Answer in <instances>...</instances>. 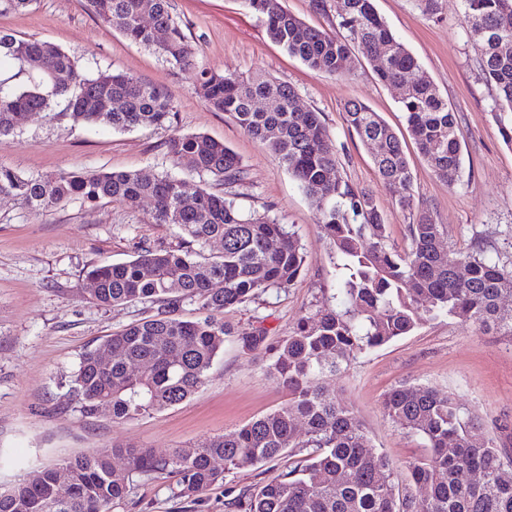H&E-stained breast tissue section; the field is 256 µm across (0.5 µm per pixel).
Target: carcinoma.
I'll return each mask as SVG.
<instances>
[{"label": "carcinoma", "mask_w": 512, "mask_h": 512, "mask_svg": "<svg viewBox=\"0 0 512 512\" xmlns=\"http://www.w3.org/2000/svg\"><path fill=\"white\" fill-rule=\"evenodd\" d=\"M271 0H246L264 19L268 37L311 70L341 77L353 51L373 63L383 84H401L408 131L435 175L448 185L461 172L455 112L436 86L420 75L414 54L379 16L375 0H310L313 11L335 9L339 33L307 25L292 13L271 10ZM88 10L128 40L153 50L172 68L195 66L194 49L172 15L169 0H86ZM463 23L480 58L482 78L495 91L499 134L512 147V0H462ZM148 14L152 25L143 24ZM167 31L157 42L155 30ZM387 48L386 55L379 47ZM8 58L27 83L0 78V137L14 133L27 114L56 110L79 123L125 131L172 125L175 106L161 88L126 73H85L62 48L35 37L0 30V59ZM198 93L215 111L231 117L248 135L267 143L314 206L326 238L336 246L344 275L336 305L299 318L276 343L256 328L236 337L244 353L273 355L268 372L288 392V402L233 432L159 456L148 448L113 446L66 458L35 478L0 488V512H111L130 490L113 460L133 474H173V497L190 503L224 474L274 462L294 449L307 455L251 494L248 512H512V456L480 418L451 393L404 385L384 394L385 415L419 438L421 452L409 466L412 483L427 490L419 503L395 481L394 469L369 443L353 409L324 384L357 354L412 333L421 323L453 316L512 338V268L483 247L445 245L443 226L424 211L407 225L409 248L388 244L387 224L373 196L344 180L335 146L318 112L302 109L295 89L262 71L247 75L200 72ZM349 131L364 144L378 143L373 162L396 203L413 209L412 171L402 141L368 105H344ZM165 154L177 168L228 188L245 183L238 154L204 134L171 131ZM0 196L30 209L63 207L73 200L96 205L147 199L149 222L173 224L184 237L176 248L143 246L131 260L102 261L86 278L89 299L100 308L151 304L156 312L85 350L70 380L69 404L88 417L106 408L112 421L174 407L205 384L229 330L217 314L298 280L306 253L287 225L267 213L243 214L236 194L205 189L186 195L165 172H72L22 175L0 166ZM224 250H209L212 242ZM463 266V278L456 268ZM195 306L196 316L179 312ZM112 363L102 367L97 352ZM67 482L58 481L59 470ZM480 474L477 484L465 471Z\"/></svg>", "instance_id": "1"}]
</instances>
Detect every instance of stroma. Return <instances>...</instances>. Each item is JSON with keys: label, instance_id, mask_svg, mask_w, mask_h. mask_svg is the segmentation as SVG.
<instances>
[{"label": "stroma", "instance_id": "35a3bbf8", "mask_svg": "<svg viewBox=\"0 0 512 512\" xmlns=\"http://www.w3.org/2000/svg\"><path fill=\"white\" fill-rule=\"evenodd\" d=\"M375 6L456 115L463 163L455 185L437 178L419 154L400 109V90L380 83L360 54L344 61L343 77L316 73L268 38L262 18L244 0H171V11L195 49V66L186 71L171 69L97 20L84 0H34L26 11L0 14V30L51 42L88 69L129 72L167 92L177 110L174 128L224 142L241 157L248 180L240 189L239 208L270 212L294 232L307 254L292 288L225 309L231 334L202 388L175 407L117 423L67 407L68 380L87 347L151 310L145 304L95 306L85 274L104 260L132 259L144 244L174 246L180 230L149 223L146 200L93 207L75 200L38 210L0 198V487L29 479L63 458L115 445L160 454L188 448L273 411L288 395L266 372L270 357L243 353L237 337L262 326L270 341H278L299 317L336 302V249L323 236L310 200L266 143L204 103L196 91L202 69L262 71L293 86L303 107L320 112L343 178L375 195L393 247H407L406 228L423 211L443 225L446 243L461 249L481 244L512 266V148L498 132L493 92L481 78L461 0H435L429 15L421 0H375ZM350 99L378 112L402 140L413 173V210L397 205L378 178L371 149L348 131L343 106ZM168 135L165 128L115 131L32 113L14 134L0 138V165L21 174L106 170L154 175L171 169L163 148ZM326 384L354 409L403 484L418 442L386 417L384 393L403 384L454 393L490 433H497L500 424H512V343L443 317L358 354ZM286 465L282 459L226 474L223 484L194 504L173 499L175 477L136 475L127 498L112 512H245L240 496Z\"/></svg>", "mask_w": 512, "mask_h": 512}]
</instances>
